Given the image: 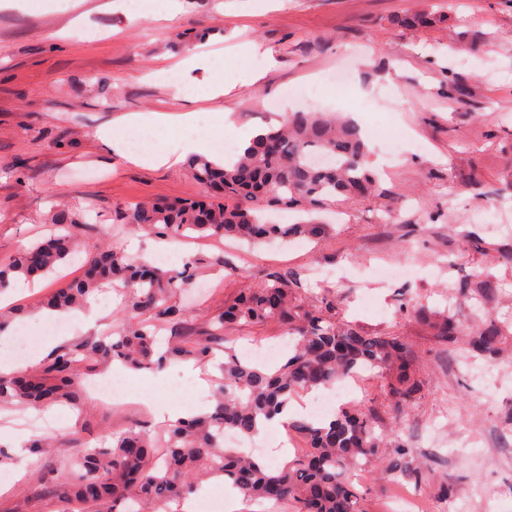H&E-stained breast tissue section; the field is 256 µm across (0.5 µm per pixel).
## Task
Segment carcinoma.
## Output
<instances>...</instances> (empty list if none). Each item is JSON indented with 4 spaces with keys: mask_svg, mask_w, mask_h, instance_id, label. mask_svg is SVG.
<instances>
[{
    "mask_svg": "<svg viewBox=\"0 0 512 512\" xmlns=\"http://www.w3.org/2000/svg\"><path fill=\"white\" fill-rule=\"evenodd\" d=\"M449 20L447 14L415 12L395 18L394 24L426 28ZM368 155L354 121L323 112H293L279 128L254 138L231 163L192 158L189 172L205 195L137 204L119 212L117 223L137 224L162 240L196 236L287 243L327 238L334 233L331 224L315 218L274 224L263 214L274 207L310 214L338 197L360 201L381 195ZM317 156L331 158L332 164L317 165ZM83 221L85 216L72 211L54 214L55 229L48 237L0 266V291L16 278L56 273L76 252L74 225ZM196 270L194 261L164 269L113 243L88 256L82 276L41 301L43 310L70 311L102 290L126 296L112 335L61 345L36 367L0 375V409H81V376L114 361L140 369L172 360L206 363L223 354V384L207 413L179 419L154 435L134 424L94 448L72 437L71 451L58 467L32 469L42 497L64 504L55 512H168V506L217 478L249 502L287 504L291 512H366L352 485L358 465L419 490L432 488L431 466L414 455L397 431L377 424L375 410L364 406L343 404L322 421L288 420L301 448L278 467L224 447V431L254 436L262 422L283 412L299 393L331 389L361 370L377 371L390 406L401 411L420 399L419 368L403 337L366 333L339 319L336 297L324 294L308 302L302 273L294 269L267 270L256 287L225 303L223 311L194 322L180 296L195 280ZM451 288L479 313L473 331L464 333L448 306H415L414 320L436 343L455 347L459 361L500 359L512 337V321L488 315L487 304L499 296L496 277L484 272ZM268 322L288 328L283 358L267 365L239 356L229 331Z\"/></svg>",
    "mask_w": 512,
    "mask_h": 512,
    "instance_id": "cac0c4a2",
    "label": "carcinoma"
}]
</instances>
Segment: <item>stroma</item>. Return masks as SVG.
<instances>
[{
    "mask_svg": "<svg viewBox=\"0 0 512 512\" xmlns=\"http://www.w3.org/2000/svg\"><path fill=\"white\" fill-rule=\"evenodd\" d=\"M130 0H17L0 9V264L49 234L54 210L89 211L86 250L104 243L116 212L144 201L197 195L186 162L139 165L103 143L99 132L131 114L195 112L214 144L238 132L279 125L296 110L335 112L357 121L381 186L396 202L385 223L383 200L337 201L344 221L320 243L256 247L229 239L158 241L136 225H123L118 242L133 256L155 257L169 268L200 262L203 293L188 290L183 303L199 315L255 287L267 268L310 269L309 298L335 294L338 314L366 331L406 336L420 367L422 397L386 416L418 456L429 459L434 481L454 489V512H486L512 503V437L503 420L512 412V366L457 362L447 347L427 339L399 311L405 296L431 305L454 304L460 323L470 308L448 291L451 282L483 270L468 240L512 244L498 233L497 210H512V0H175V14L134 15ZM452 7L443 27H394L393 15L422 7ZM257 56H242V44ZM199 67L184 70L189 56ZM231 67L236 87L210 99L187 98L186 88ZM168 79H154L158 69ZM339 68L352 71L340 89L326 81ZM456 77L465 98L443 87ZM308 86L313 101L294 96ZM226 115L227 126L216 118ZM401 142L397 156L383 142ZM23 160L24 171L14 163ZM484 187L476 195L474 183ZM239 267L228 278L220 265ZM122 295L97 294L95 317H73L67 339L99 335L112 326ZM139 396L107 410L88 404L83 414L59 411L61 443L48 464L67 453L78 435H101L137 420L154 421V408L211 398L214 365L192 362L162 369H123ZM16 411H0V446L10 458L0 480V512H35L37 487L24 442L30 435Z\"/></svg>",
    "mask_w": 512,
    "mask_h": 512,
    "instance_id": "35a3bbf8",
    "label": "stroma"
}]
</instances>
